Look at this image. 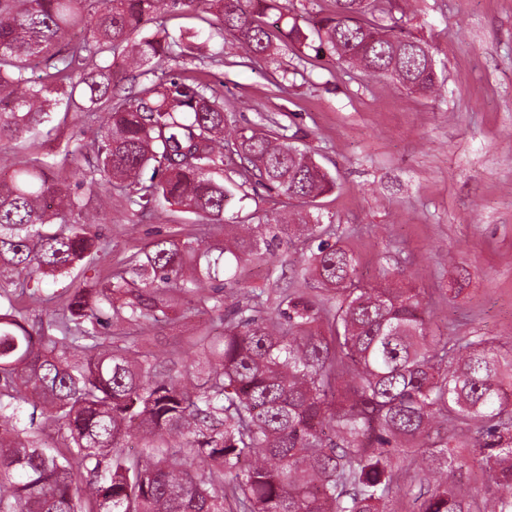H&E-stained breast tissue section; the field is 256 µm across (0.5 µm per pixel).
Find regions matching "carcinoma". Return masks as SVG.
<instances>
[{
    "label": "carcinoma",
    "mask_w": 512,
    "mask_h": 512,
    "mask_svg": "<svg viewBox=\"0 0 512 512\" xmlns=\"http://www.w3.org/2000/svg\"><path fill=\"white\" fill-rule=\"evenodd\" d=\"M334 2L313 28L316 51L437 91L429 44L364 19L381 0ZM165 11L202 13L249 60L276 38L309 46L295 23L268 29L269 12L287 16L280 0H0V145L51 137L59 113L86 117L71 137L86 162L74 185L45 156L0 177V512H391L397 458L425 463L413 512H487L489 497L512 512V347L432 335L420 292L363 284L333 224L267 213L224 223L226 136L244 184L304 199L336 180L287 136L237 125L218 89L183 76V37L157 24ZM84 185L96 188L92 211ZM114 191L144 212L176 205L243 232L224 246L208 231L158 239L28 327L4 285L96 260ZM294 230L317 242L306 270L336 305L288 294L266 315L216 297L224 335L200 337L195 365L164 378L109 332L153 325L176 294L206 305L201 288H224L243 258L266 260ZM49 427L64 447L42 440ZM130 437L150 453L126 455ZM475 469L482 493L469 486Z\"/></svg>",
    "instance_id": "carcinoma-1"
}]
</instances>
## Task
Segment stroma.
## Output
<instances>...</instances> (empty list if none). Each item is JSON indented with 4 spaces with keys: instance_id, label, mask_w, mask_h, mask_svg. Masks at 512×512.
<instances>
[{
    "instance_id": "1",
    "label": "stroma",
    "mask_w": 512,
    "mask_h": 512,
    "mask_svg": "<svg viewBox=\"0 0 512 512\" xmlns=\"http://www.w3.org/2000/svg\"><path fill=\"white\" fill-rule=\"evenodd\" d=\"M379 24L428 42L440 87L412 94L396 81L336 63L310 49L279 47L248 61L233 39L212 40L193 12L164 15L172 34H192L186 75L220 85L224 109L239 123L277 132L285 121L294 145L336 179L315 200L287 199L242 185L225 172V216L248 222L255 212L309 213L336 225L359 260L364 282L386 278L420 289L434 310L433 328L455 339L497 338L512 346V0H414L378 15ZM72 125L22 147L0 146V170L32 156H54L55 176L73 166ZM197 222L175 209L155 215L126 206L102 219L107 254L74 278L46 279L40 301L9 291L32 326L59 303L60 294L101 280L109 267L159 238L183 239ZM302 241L277 249L264 263L243 260L232 292L275 313L280 297L296 291L319 300L327 293L303 274ZM169 320L127 327L156 365L157 376L189 369L203 331L220 334L211 311H187L172 300Z\"/></svg>"
}]
</instances>
